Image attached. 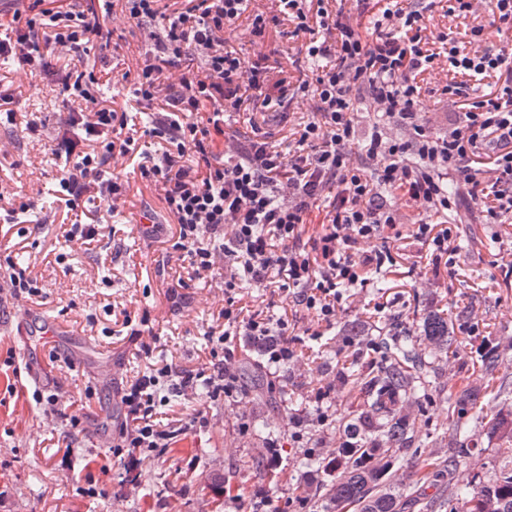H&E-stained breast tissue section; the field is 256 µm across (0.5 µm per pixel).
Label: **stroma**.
I'll use <instances>...</instances> for the list:
<instances>
[{"mask_svg": "<svg viewBox=\"0 0 512 512\" xmlns=\"http://www.w3.org/2000/svg\"><path fill=\"white\" fill-rule=\"evenodd\" d=\"M482 0L467 16L449 14L446 0L426 13L430 35L463 38L476 25L485 40L475 50L498 44L501 36L489 24ZM114 42L104 66L113 79L100 95L113 109L130 105V85L120 76L136 69L146 52L137 29L122 18L112 22ZM246 60L267 54L272 67L287 66L298 56L301 38L272 33L261 39L239 38ZM21 112L43 113L48 129L57 128L66 105L57 87L0 61ZM448 67L439 63L421 83L420 121L433 132L445 131L452 107L442 89ZM15 149L0 162V193L19 201L35 199L40 226L19 235L0 223V278L9 264L26 268L36 279L40 297L14 299L0 290V512H249L256 490H274L286 502L285 512H324L323 493L336 473L311 468L308 458H335L343 441L336 421L357 416L366 400L365 387L342 362L353 353L344 343L343 327L366 321L383 326L397 317L411 322L414 310L442 309L449 316L468 311L479 330L455 333L457 354L436 361L431 396L406 406L414 427L412 445L381 452L378 463L389 466L396 491L432 497L454 489L466 491L474 475H488L496 439L479 441L478 452L460 455L449 484L438 478L417 482L424 459L447 458L448 401L452 385L468 376L473 361L487 350L512 366V287L505 271L512 266V222L487 223L477 207L461 202L447 221L457 227L450 242L453 270L426 257L427 246L412 234L423 217L402 193L384 190L401 224L389 231L394 266L383 267L366 287L346 289L333 324L310 315L296 317L300 356L286 367L263 370L261 356L248 343L237 347L243 388L229 402L194 396L172 398L167 418L180 433L170 448L142 454L135 476L119 481L110 449L117 442L119 395L127 380L168 364L178 370H201L210 360L209 335L224 331V290L220 280L204 279L176 288L165 269L183 264L182 255L142 236L138 220L145 206H158L154 187L141 180L138 163L127 160V193L123 212L112 215L108 203L95 200L91 209L100 224L94 250L58 237L65 212L56 198L58 171L46 153L47 138L0 128V139ZM64 262H56L57 254ZM177 300H170L169 288ZM383 311H374V303ZM148 330H141V316ZM57 321L60 332L46 336L40 317ZM327 391L317 400L318 391ZM52 394L55 405L38 403L36 394ZM328 416L319 423L318 412ZM82 423L71 427L70 417ZM302 426H295V419ZM301 441H294V431ZM278 441L270 452L269 441ZM224 479L223 491L213 487Z\"/></svg>", "mask_w": 512, "mask_h": 512, "instance_id": "1", "label": "stroma"}]
</instances>
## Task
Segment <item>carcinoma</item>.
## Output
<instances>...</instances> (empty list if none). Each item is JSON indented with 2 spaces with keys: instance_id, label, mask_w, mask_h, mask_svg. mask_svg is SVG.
I'll list each match as a JSON object with an SVG mask.
<instances>
[{
  "instance_id": "1",
  "label": "carcinoma",
  "mask_w": 512,
  "mask_h": 512,
  "mask_svg": "<svg viewBox=\"0 0 512 512\" xmlns=\"http://www.w3.org/2000/svg\"><path fill=\"white\" fill-rule=\"evenodd\" d=\"M417 334L438 351L453 344L448 318L434 310H423L415 331L398 318L380 328L385 366L377 374L363 377L369 411L340 424L345 441L336 450V479L327 491L329 505L345 503L357 507L358 512H404L417 505L420 512H485L486 501L493 500L497 512H512V417H489L478 409L480 400L489 395L498 399L512 396V371L502 367L494 352L482 354L476 380L467 383L448 406L452 441L460 436L467 440L477 432L499 441L491 461V478L476 476L464 495L451 491L446 497L421 502L387 488L388 466L371 462L378 448L407 447L410 423L396 406L424 386L432 368V353L419 349L414 339ZM455 462L453 455L428 461L420 468L421 478L450 473Z\"/></svg>"
}]
</instances>
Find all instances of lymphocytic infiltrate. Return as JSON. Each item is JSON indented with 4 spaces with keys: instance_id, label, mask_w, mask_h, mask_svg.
<instances>
[{
    "instance_id": "1",
    "label": "lymphocytic infiltrate",
    "mask_w": 512,
    "mask_h": 512,
    "mask_svg": "<svg viewBox=\"0 0 512 512\" xmlns=\"http://www.w3.org/2000/svg\"><path fill=\"white\" fill-rule=\"evenodd\" d=\"M33 0L29 16H0V55L20 69L53 74L67 113L48 150L63 167L58 201L70 216L67 241L97 239L96 220L85 205L101 196L112 211L123 208L125 184L117 164L140 155L143 179L161 190L163 215L145 214L143 236L175 225V250L195 274L224 265L226 329L202 371L165 365L127 381L120 393L122 418L113 457L134 471L138 455L170 447L173 430L161 409L171 397L203 390L212 402L233 400L240 387L231 345L247 336L267 364L293 361L295 325L288 318L244 314L236 297L243 284L273 289L296 312L332 323L345 289L361 284V272L392 263L382 241L400 218L382 191L398 190L419 202L426 218L413 235L424 240L431 262L448 253L455 227L443 216L455 209L448 191L456 182L486 220L512 218V0H485L501 45L480 51L484 28L463 42L426 36L421 0H392L365 27L328 0H276L271 20L255 15L250 36L266 25L303 37L306 58L318 68L296 80L272 79L265 57L245 61L230 37L248 0ZM138 28L149 50L123 78L137 101L152 104L150 121L117 113L99 100V80L84 65L91 50L107 52L114 13ZM448 61L443 92L454 105L447 131L434 134L419 122L418 78L439 58ZM495 76V92L472 99L473 82ZM313 103L311 120L296 131L295 146L282 150L258 124L226 134L230 112H284L296 98ZM388 120L360 131L358 100ZM328 204L326 231L313 250L301 244L300 226ZM376 246L367 253L357 246Z\"/></svg>"
}]
</instances>
